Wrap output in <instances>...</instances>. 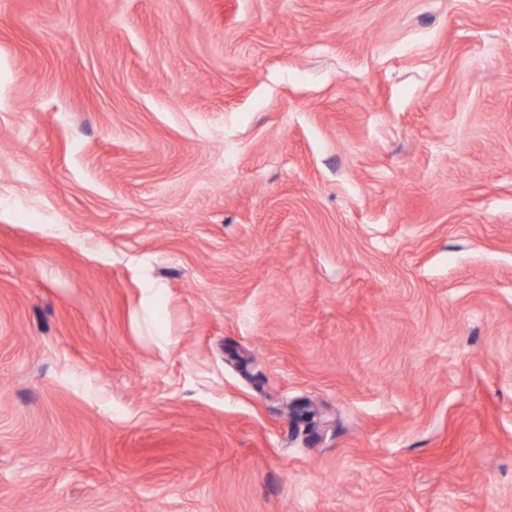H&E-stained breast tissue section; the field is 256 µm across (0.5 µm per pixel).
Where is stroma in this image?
<instances>
[{"mask_svg":"<svg viewBox=\"0 0 512 512\" xmlns=\"http://www.w3.org/2000/svg\"><path fill=\"white\" fill-rule=\"evenodd\" d=\"M0 512H512V0H0Z\"/></svg>","mask_w":512,"mask_h":512,"instance_id":"obj_1","label":"stroma"}]
</instances>
